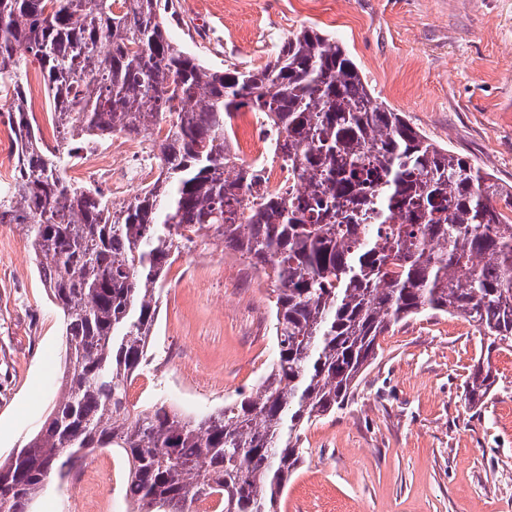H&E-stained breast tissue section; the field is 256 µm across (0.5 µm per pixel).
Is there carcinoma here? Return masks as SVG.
<instances>
[{"instance_id":"obj_1","label":"carcinoma","mask_w":512,"mask_h":512,"mask_svg":"<svg viewBox=\"0 0 512 512\" xmlns=\"http://www.w3.org/2000/svg\"><path fill=\"white\" fill-rule=\"evenodd\" d=\"M52 97L55 145L27 111L23 69ZM0 96L16 163L0 224L21 228L64 317L61 392L40 429L0 460V512H34L45 482L98 448L128 462L132 512H278L303 461L302 427L350 400L389 328L460 314L484 356L512 348V192L383 106L336 39L311 26L265 65L209 68L172 40L158 0H0ZM257 112L295 186L260 192L232 148ZM151 139L161 177L130 200L70 184L86 138ZM271 283L277 356L240 398L190 417L134 412L171 254L208 234Z\"/></svg>"}]
</instances>
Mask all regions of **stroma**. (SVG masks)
Wrapping results in <instances>:
<instances>
[{
    "instance_id": "1",
    "label": "stroma",
    "mask_w": 512,
    "mask_h": 512,
    "mask_svg": "<svg viewBox=\"0 0 512 512\" xmlns=\"http://www.w3.org/2000/svg\"><path fill=\"white\" fill-rule=\"evenodd\" d=\"M171 38L201 63L259 66L290 33L318 28L346 48L377 99L430 142L512 189V0H161ZM270 283L219 241L171 264L136 410L199 416L266 375L277 354ZM233 297L225 306V297ZM342 410L302 430L304 461L281 512H512V349L471 406L480 336L463 316L422 315L379 340ZM63 314L22 232L0 224V455L20 448L60 393ZM94 481L49 490L35 512H131L127 462L112 448L80 468Z\"/></svg>"
}]
</instances>
